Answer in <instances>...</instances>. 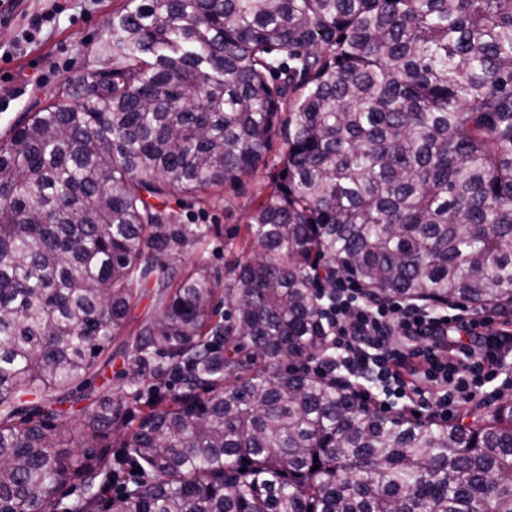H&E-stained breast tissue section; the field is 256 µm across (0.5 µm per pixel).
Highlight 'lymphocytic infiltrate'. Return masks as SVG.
Returning <instances> with one entry per match:
<instances>
[{"mask_svg":"<svg viewBox=\"0 0 512 512\" xmlns=\"http://www.w3.org/2000/svg\"><path fill=\"white\" fill-rule=\"evenodd\" d=\"M321 312L336 360L317 362L316 373L342 372L381 388L385 397L433 408L440 420L487 394L512 360V320L490 329L466 310L376 300L342 278Z\"/></svg>","mask_w":512,"mask_h":512,"instance_id":"lymphocytic-infiltrate-1","label":"lymphocytic infiltrate"}]
</instances>
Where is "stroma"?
Wrapping results in <instances>:
<instances>
[{"label":"stroma","instance_id":"1","mask_svg":"<svg viewBox=\"0 0 512 512\" xmlns=\"http://www.w3.org/2000/svg\"><path fill=\"white\" fill-rule=\"evenodd\" d=\"M124 0H23L19 12L8 22H0V47L12 50L10 58L0 59V140L54 98L62 86H76L87 68L101 65L98 55L112 14ZM61 13H54L55 5ZM53 12L51 23L40 33L26 37V18L32 14ZM266 169H259L241 181L225 186L223 203L204 206L181 196L170 199L168 208L182 224H207L212 232L199 244L177 255V269L191 268L205 259L209 272L223 276L232 255L228 244L240 243L245 215L265 198ZM133 351V338L124 332L114 336L99 357L87 383L73 389L67 399L54 403L57 414L55 443L70 455L81 454L86 441L83 413L97 398L118 395L126 381Z\"/></svg>","mask_w":512,"mask_h":512}]
</instances>
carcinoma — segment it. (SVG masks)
<instances>
[{
    "label": "carcinoma",
    "instance_id": "carcinoma-1",
    "mask_svg": "<svg viewBox=\"0 0 512 512\" xmlns=\"http://www.w3.org/2000/svg\"><path fill=\"white\" fill-rule=\"evenodd\" d=\"M99 56L0 141V512H57L69 481L70 512H100L137 468L151 480L107 509L512 512V400L416 420L305 366L328 351L321 270L512 307V0H125ZM279 134L250 250L222 282L177 276L211 229L168 200L221 203ZM152 278L127 391L85 414L90 451L60 454L53 413L20 396L88 378Z\"/></svg>",
    "mask_w": 512,
    "mask_h": 512
}]
</instances>
